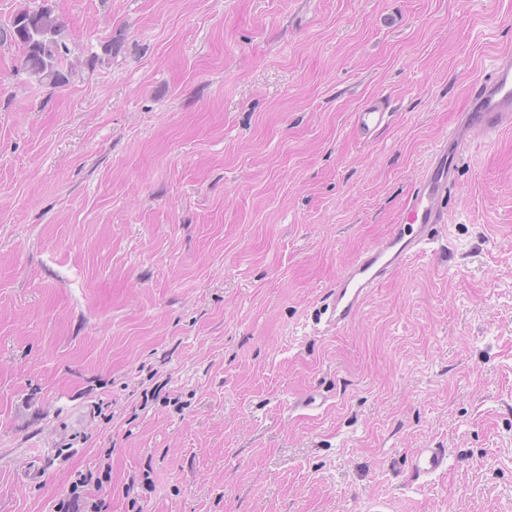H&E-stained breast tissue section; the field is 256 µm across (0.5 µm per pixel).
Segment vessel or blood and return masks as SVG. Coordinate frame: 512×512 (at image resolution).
<instances>
[{"instance_id": "1", "label": "vessel or blood", "mask_w": 512, "mask_h": 512, "mask_svg": "<svg viewBox=\"0 0 512 512\" xmlns=\"http://www.w3.org/2000/svg\"><path fill=\"white\" fill-rule=\"evenodd\" d=\"M388 117L384 104L371 101L355 112L354 123L357 131L367 137L384 126ZM460 117V127L448 136L449 146L434 153L405 199L400 223L392 225L345 268L316 312V324L329 331L346 327L374 288L435 242L439 226L448 221L443 202L453 186L467 134L490 133L512 125L511 52L500 54L492 69L475 81L470 106ZM447 463V449L419 448L412 457V474L414 478L427 479L441 472Z\"/></svg>"}]
</instances>
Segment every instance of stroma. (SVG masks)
Instances as JSON below:
<instances>
[{"label":"stroma","instance_id":"stroma-1","mask_svg":"<svg viewBox=\"0 0 512 512\" xmlns=\"http://www.w3.org/2000/svg\"><path fill=\"white\" fill-rule=\"evenodd\" d=\"M53 4L67 87L0 44V512H512V126L466 148L435 251L312 320L512 0ZM417 448L448 451L423 484ZM389 113L387 107L381 102L370 101L362 105L354 113L357 131L364 137H369L387 123Z\"/></svg>","mask_w":512,"mask_h":512}]
</instances>
